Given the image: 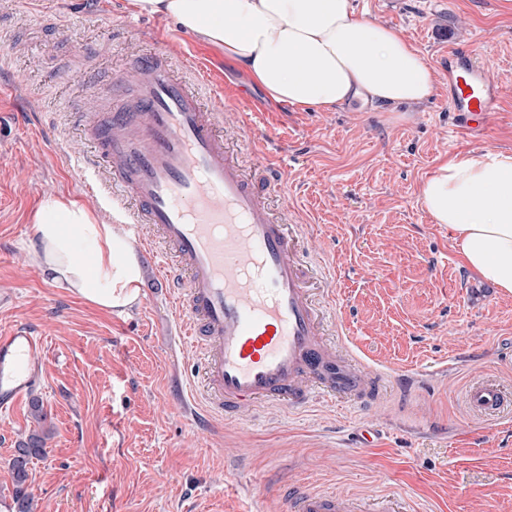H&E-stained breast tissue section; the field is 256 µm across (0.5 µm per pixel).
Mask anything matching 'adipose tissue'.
I'll return each instance as SVG.
<instances>
[{
	"instance_id": "1",
	"label": "adipose tissue",
	"mask_w": 512,
	"mask_h": 512,
	"mask_svg": "<svg viewBox=\"0 0 512 512\" xmlns=\"http://www.w3.org/2000/svg\"><path fill=\"white\" fill-rule=\"evenodd\" d=\"M223 49L268 97L330 110L360 98L420 103L434 92L427 59L396 28L357 16L352 0H131ZM423 205L467 267L512 295V153L458 154L424 183ZM34 260L49 282L103 309L139 297L133 246L78 199L46 198L36 215ZM89 245L93 264L79 246Z\"/></svg>"
}]
</instances>
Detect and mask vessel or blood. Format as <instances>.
<instances>
[{"instance_id":"1","label":"vessel or blood","mask_w":512,"mask_h":512,"mask_svg":"<svg viewBox=\"0 0 512 512\" xmlns=\"http://www.w3.org/2000/svg\"><path fill=\"white\" fill-rule=\"evenodd\" d=\"M443 69L457 126L483 134L500 96L498 82L471 47L456 43L449 44ZM112 84L130 86L131 93L111 98L104 110L78 113L94 151L75 156L72 168L113 223L152 224L159 232L161 247L137 235L132 242L175 291L177 325L200 360L204 388L190 393L187 411L203 401L236 415L258 403L300 409L335 393L376 400V374L326 338L337 325L336 300L331 288L309 285L318 266L305 248L307 224L296 209L278 210L264 200L281 197L284 165L266 163L262 181L251 178L216 132L221 113L205 109L198 91L170 75L162 56H140ZM102 167L108 180L98 176ZM41 350L42 339L30 328L0 335L1 415L41 383ZM446 373L443 367L408 371L393 380L412 389ZM464 399L475 416L491 420L504 392L483 378L466 387ZM288 509L412 512L391 497L368 501L319 490L295 493Z\"/></svg>"}]
</instances>
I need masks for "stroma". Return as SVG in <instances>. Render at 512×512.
Here are the masks:
<instances>
[{
    "label": "stroma",
    "instance_id": "stroma-1",
    "mask_svg": "<svg viewBox=\"0 0 512 512\" xmlns=\"http://www.w3.org/2000/svg\"><path fill=\"white\" fill-rule=\"evenodd\" d=\"M353 2L426 57L435 90L424 103L302 110L272 101L172 20L143 15L149 40L114 35L102 17L133 14L130 0H64L66 30L53 0L27 11L0 0V51L14 60L0 78V292L10 296L0 332L26 325L43 338L34 395L52 428L29 464L33 512H288L291 488L404 496L424 512H512V411L488 421L462 399L480 377L512 395V295L462 264L421 201L446 155L512 152V0ZM452 42L473 47L500 85L481 138L452 127L440 66ZM161 51L177 74L206 64L224 138L245 130L287 165L288 200L334 272L341 343L386 376L455 362L454 375L361 408L326 396L295 413L195 421L183 411L195 353L175 334L150 260L142 302L118 316L47 281L31 259L41 202H94L70 170L69 153L88 147L73 114L98 105L110 72ZM77 71L87 84L71 81ZM34 428L29 401L0 415V497L13 495L10 461Z\"/></svg>",
    "mask_w": 512,
    "mask_h": 512
}]
</instances>
